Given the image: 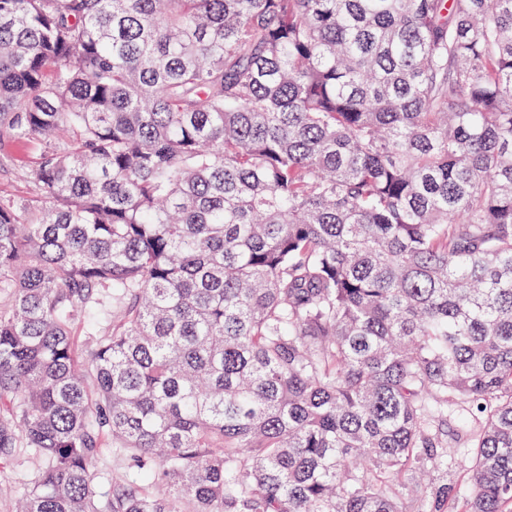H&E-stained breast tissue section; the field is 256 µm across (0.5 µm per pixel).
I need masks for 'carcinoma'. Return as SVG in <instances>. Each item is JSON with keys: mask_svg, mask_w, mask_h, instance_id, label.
<instances>
[{"mask_svg": "<svg viewBox=\"0 0 512 512\" xmlns=\"http://www.w3.org/2000/svg\"><path fill=\"white\" fill-rule=\"evenodd\" d=\"M7 143L20 512H512V0H0ZM0 197L19 199L28 195V184L22 177V166L27 158L25 147L8 145L0 151ZM112 474V445L109 441L101 449L100 454L92 466V483L97 488H102L106 480Z\"/></svg>", "mask_w": 512, "mask_h": 512, "instance_id": "1", "label": "carcinoma"}]
</instances>
